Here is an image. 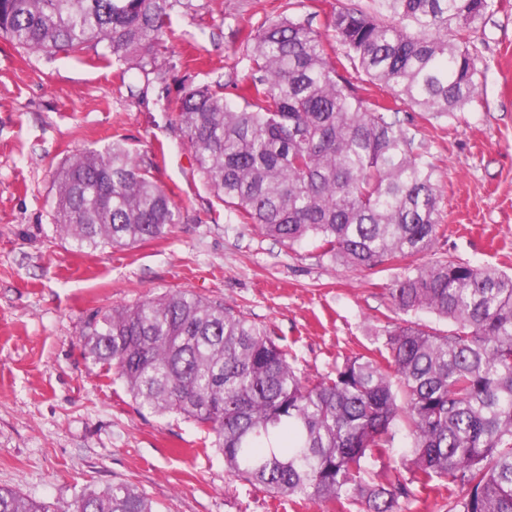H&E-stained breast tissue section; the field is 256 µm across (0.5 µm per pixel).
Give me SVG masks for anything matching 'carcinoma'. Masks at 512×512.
<instances>
[{
	"label": "carcinoma",
	"mask_w": 512,
	"mask_h": 512,
	"mask_svg": "<svg viewBox=\"0 0 512 512\" xmlns=\"http://www.w3.org/2000/svg\"><path fill=\"white\" fill-rule=\"evenodd\" d=\"M181 0H0V37L31 54L81 53L147 72ZM493 0H375L334 9L317 31L293 18L246 34L249 76L239 101L224 85L184 89L176 113L214 196L243 224L290 246L311 238L355 270L396 267L389 297L404 314L432 312L444 333L404 319L386 356L356 353L311 381L266 327L189 291L172 290L95 316L83 354L120 378L138 405L194 421L227 471L291 500L361 503L444 487L448 512H512V274L452 260L418 263L439 239L441 193L398 111L361 96L336 68L355 67L433 119L477 91L467 33ZM51 207L79 251L166 236L180 206L116 142L56 169ZM402 420L411 473L362 479ZM0 512H155L125 483L41 503L0 488Z\"/></svg>",
	"instance_id": "cac0c4a2"
}]
</instances>
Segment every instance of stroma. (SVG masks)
<instances>
[{
  "mask_svg": "<svg viewBox=\"0 0 512 512\" xmlns=\"http://www.w3.org/2000/svg\"><path fill=\"white\" fill-rule=\"evenodd\" d=\"M372 0H181L180 41L154 51L143 78L97 58L26 53L0 38V487L68 502L123 482L158 512H338L236 480L206 433L143 410L80 352L87 319L187 289L267 327L311 379L373 352L399 321L397 269L355 271L317 243L288 246L235 220L210 191L169 107L188 86L231 85L247 67L243 31L284 15L324 28L332 9ZM478 88L438 120L394 102L416 151L433 163L444 234L424 262L512 273V0L470 33ZM146 87L130 96L129 87ZM128 147L184 209L166 238L83 253L52 222V177L74 155Z\"/></svg>",
  "mask_w": 512,
  "mask_h": 512,
  "instance_id": "obj_1",
  "label": "stroma"
}]
</instances>
